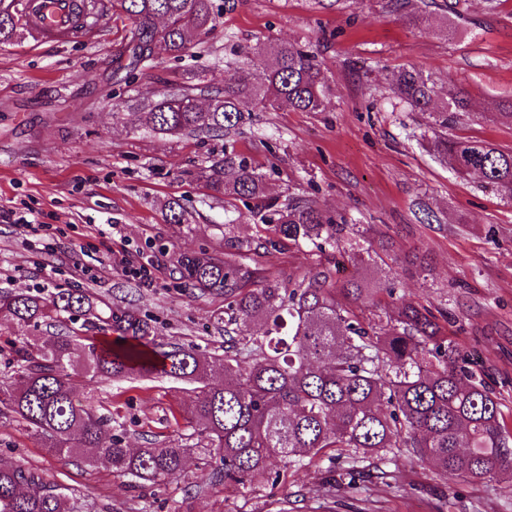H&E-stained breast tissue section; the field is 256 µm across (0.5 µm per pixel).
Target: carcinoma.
I'll return each instance as SVG.
<instances>
[{"label": "carcinoma", "instance_id": "obj_1", "mask_svg": "<svg viewBox=\"0 0 512 512\" xmlns=\"http://www.w3.org/2000/svg\"><path fill=\"white\" fill-rule=\"evenodd\" d=\"M131 28L113 77L146 66L156 48L180 55L194 39L216 28L214 0H120ZM112 9L106 0H72L76 38ZM31 29L22 0H0V48ZM265 54L259 78L251 55ZM235 73L215 88L196 71L181 90L198 95V106L168 93L144 107L154 135L224 138V158L201 170L213 198L238 213L224 220V257L184 254L180 278L203 294L224 296V383H210L212 368L195 349L156 343L153 326L136 314L116 313L89 291L48 294L0 291V309L17 331L45 325L68 334L25 340L16 347L17 380L0 383V405L28 423L44 447L60 458L81 456L104 464L134 483L161 484L179 477L186 454L198 451L201 469L214 481L243 484L272 476L283 462L293 468L319 458L355 480L372 454L396 465L430 459L438 472L469 481L512 470V431L500 393L485 380L479 358L448 339L443 316L421 304L381 307L380 289L352 275L365 262L347 248L359 235L346 216L330 215L314 200L266 195V176L236 148L254 127V108L282 105L300 112L326 109L327 77L318 57L288 41L239 51ZM399 103L432 118L429 151L459 175L477 173L487 188L512 199V151L489 141L448 135L452 112L467 100L438 94L430 76L403 68L393 79ZM248 216L256 236L238 235ZM310 245L315 267L300 279L266 273L257 260L283 246ZM427 258L404 256L401 273L425 268ZM347 302L341 303L338 294ZM84 316L80 328L67 323ZM262 322L260 335L248 334ZM108 380L161 375L196 384L188 411L200 439L153 443L131 450L105 442L115 418L76 399L72 374ZM0 512H80L71 497L23 465L0 466Z\"/></svg>", "mask_w": 512, "mask_h": 512}]
</instances>
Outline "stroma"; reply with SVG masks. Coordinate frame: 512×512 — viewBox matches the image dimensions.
<instances>
[{
    "instance_id": "obj_1",
    "label": "stroma",
    "mask_w": 512,
    "mask_h": 512,
    "mask_svg": "<svg viewBox=\"0 0 512 512\" xmlns=\"http://www.w3.org/2000/svg\"><path fill=\"white\" fill-rule=\"evenodd\" d=\"M388 0H241L220 17L202 45L179 58L157 53L129 84L112 82V62L131 27L113 7L79 41L57 47L34 37L0 50V210L39 224L28 234L0 223V287L88 290L113 310L152 320L156 340L194 347L223 381L224 298L187 288L178 258L224 253V204L213 200L202 167L224 153L223 139L159 138L142 107L206 69L224 84L241 44L286 40L317 53L330 85L322 112L280 106L256 115L238 140L269 176L267 193L315 199L365 229L372 243L425 254L428 269L396 276L391 255L359 270L378 286L395 281L397 296L441 312L454 339L481 360L504 397L512 423V201L485 189L478 176L458 177L423 146L429 118L392 111L389 82L413 66L435 81L440 97L463 91L450 135L512 150V124L500 119L512 101V0H431L429 27L408 23ZM121 103L120 121L111 106ZM179 202L182 224L167 223ZM438 215L420 222L419 204ZM152 257L156 287L128 276L122 260ZM52 274H45V267ZM78 398L110 410L125 446L186 438L192 385L161 376L109 381L79 374ZM36 469L76 494L82 512H324L317 492L325 464L281 467L276 484L212 482L197 462L181 476L137 487L103 465L52 456L23 421L0 411V464ZM395 488L365 480L360 492L339 489L338 512H512V474L472 482L438 477L431 462H402Z\"/></svg>"
}]
</instances>
